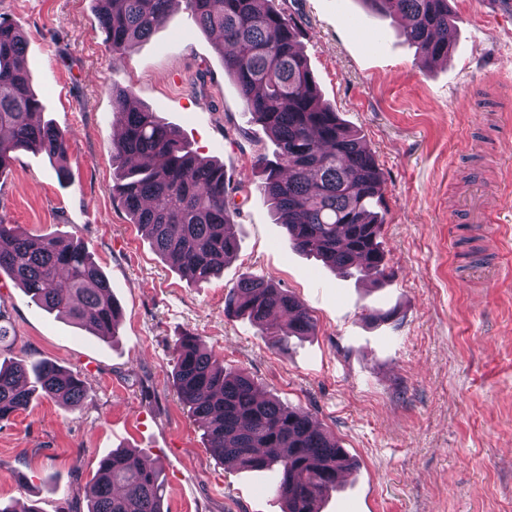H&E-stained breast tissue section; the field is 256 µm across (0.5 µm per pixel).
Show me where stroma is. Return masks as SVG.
<instances>
[{"label":"stroma","mask_w":512,"mask_h":512,"mask_svg":"<svg viewBox=\"0 0 512 512\" xmlns=\"http://www.w3.org/2000/svg\"><path fill=\"white\" fill-rule=\"evenodd\" d=\"M294 16L323 101L357 131L384 177L377 212L393 275L376 284L294 251L258 190L265 129L243 110L213 35L184 0L123 55L104 43L91 0H0L27 36L42 120L71 137L59 179L19 153L0 175V217L82 242L122 310L106 342L31 302L0 274L13 357L83 375L67 408L34 397L0 423V499L39 512H87L100 459L141 452L159 467L166 512H282L266 473L228 468L173 385L174 342L200 336L229 371L312 414L353 459L319 512H512V222L470 224L452 203L483 181L504 211L512 191V14L448 0L447 59L424 66L402 23L362 0H273ZM222 162L238 212L236 255L193 283L154 249L112 194L113 85ZM252 274L288 290L316 331L271 346L224 314Z\"/></svg>","instance_id":"35a3bbf8"}]
</instances>
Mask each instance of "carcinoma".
Listing matches in <instances>:
<instances>
[{
    "instance_id": "carcinoma-1",
    "label": "carcinoma",
    "mask_w": 512,
    "mask_h": 512,
    "mask_svg": "<svg viewBox=\"0 0 512 512\" xmlns=\"http://www.w3.org/2000/svg\"><path fill=\"white\" fill-rule=\"evenodd\" d=\"M105 43L120 54L148 38L164 22L172 0H94ZM196 24L219 37L224 72L244 111L273 138L275 159L255 166L260 193L273 208L292 246L342 272L356 265L376 280L392 276L373 210L384 180L363 139L320 100L299 36L297 19L271 0H185ZM373 10L404 20L403 36L428 64L448 56L453 26L448 0H362ZM27 37L0 18V174L21 151L60 160L69 136L41 121L42 103L26 66ZM112 116L120 129L112 141L116 178L112 194L151 239L156 251L189 281L207 282L232 259L238 243L227 198L224 165L198 157L181 131L161 122L134 91L112 87ZM0 273L19 284L38 307L108 341L116 336L118 305L112 286L77 242L33 237L0 217ZM224 314L270 326L274 347L315 329L307 308L293 295L251 275L224 299ZM174 384L180 402L202 423L208 448L239 470L279 473L276 496L284 512H318V501L336 490L352 467L336 438L310 414L282 405L253 379L224 370L223 361L198 336L175 341ZM75 405L85 382L57 364L0 362V422L27 409L35 393ZM98 466L87 512H163L160 473L128 450L110 453Z\"/></svg>"
}]
</instances>
